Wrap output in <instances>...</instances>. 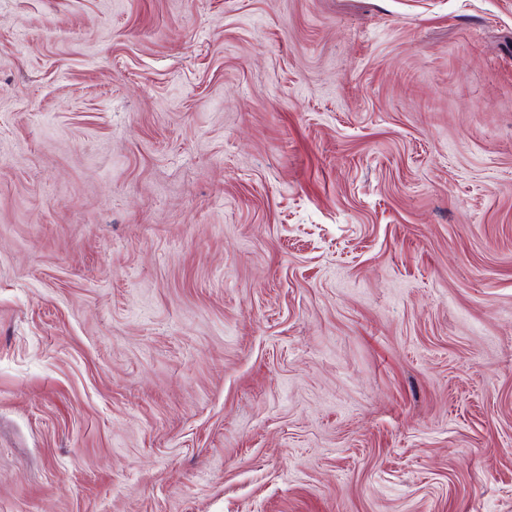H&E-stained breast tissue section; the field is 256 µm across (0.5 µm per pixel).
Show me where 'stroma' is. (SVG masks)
<instances>
[{"label":"stroma","instance_id":"35a3bbf8","mask_svg":"<svg viewBox=\"0 0 512 512\" xmlns=\"http://www.w3.org/2000/svg\"><path fill=\"white\" fill-rule=\"evenodd\" d=\"M0 512H512V0H0Z\"/></svg>","mask_w":512,"mask_h":512}]
</instances>
